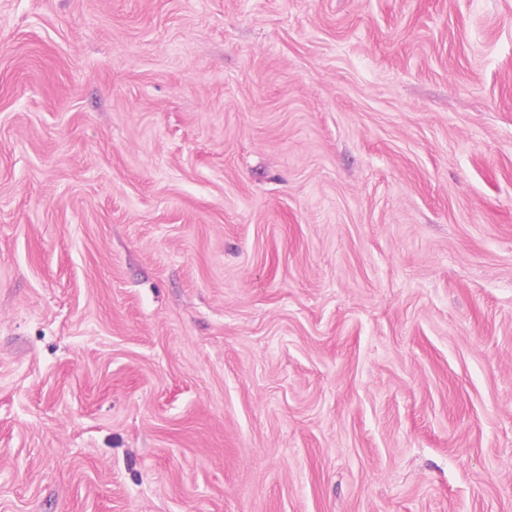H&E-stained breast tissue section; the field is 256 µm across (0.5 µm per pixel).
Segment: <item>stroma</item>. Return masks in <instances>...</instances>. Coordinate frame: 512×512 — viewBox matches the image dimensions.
Listing matches in <instances>:
<instances>
[{
	"instance_id": "1",
	"label": "stroma",
	"mask_w": 512,
	"mask_h": 512,
	"mask_svg": "<svg viewBox=\"0 0 512 512\" xmlns=\"http://www.w3.org/2000/svg\"><path fill=\"white\" fill-rule=\"evenodd\" d=\"M0 512H512V0H0Z\"/></svg>"
}]
</instances>
